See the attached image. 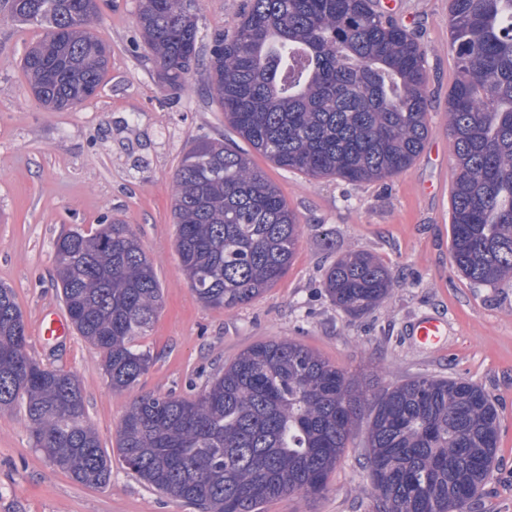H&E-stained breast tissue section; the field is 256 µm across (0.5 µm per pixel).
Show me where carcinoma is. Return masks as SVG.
I'll use <instances>...</instances> for the list:
<instances>
[{"label":"carcinoma","instance_id":"obj_1","mask_svg":"<svg viewBox=\"0 0 512 512\" xmlns=\"http://www.w3.org/2000/svg\"><path fill=\"white\" fill-rule=\"evenodd\" d=\"M10 17L46 25L22 61L33 97L73 109L99 88L108 47L91 32L97 0H3ZM373 0H250L210 54L212 99L232 130L275 165L318 179L381 181L407 169L428 136L426 49ZM138 26L167 89L199 65L198 21L183 0H139ZM448 92L455 160L450 251L476 286L512 281V0H449ZM175 245L191 290L233 310L283 278L302 227L279 189L235 143L199 139L174 176ZM73 326L103 353L115 390L152 356L137 348L161 308L153 265L130 225L101 224L55 243ZM391 270L351 252L324 288L358 317L385 300ZM22 312L0 287V408L25 404L35 447L86 487L106 486L112 457L88 423L75 376L25 354ZM367 419L376 512H469L498 445V409L478 385L417 375L379 391L290 339L256 343L191 399L145 395L116 432L126 467L200 512H262L287 495L319 497Z\"/></svg>","mask_w":512,"mask_h":512}]
</instances>
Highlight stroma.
Listing matches in <instances>:
<instances>
[{"label": "stroma", "instance_id": "35a3bbf8", "mask_svg": "<svg viewBox=\"0 0 512 512\" xmlns=\"http://www.w3.org/2000/svg\"><path fill=\"white\" fill-rule=\"evenodd\" d=\"M248 6L249 0H196L202 64L175 93L159 82L141 38L138 0H100L95 30L112 49L108 70L94 96L62 112L33 99L21 67L44 28L0 17V284L12 289L22 311L27 356L76 376L87 419L113 455L117 428L137 397H194L218 368L261 341H298L382 387L419 374L465 379L482 386L499 412L496 460L471 512H512V282L474 287L450 257L448 0H393L383 11L427 51L429 132L413 164L384 181L351 184L311 179L250 152L302 226L295 259L273 288L234 310L205 306L192 292L175 248L174 172L196 138L233 136L211 99L205 62L215 36L230 34ZM106 219L131 225L163 296L138 340L153 363L133 388L120 391L103 374L101 350L78 333L39 334L44 313H66L57 239L73 229L94 232ZM358 251L380 257L394 286L372 312L353 318L322 283L337 258ZM427 318L446 329L432 348L412 334L413 324ZM365 429L356 426L325 495L286 496L265 512H375ZM0 512L198 510L154 491L115 456L108 485L76 483L35 448L17 404L0 410Z\"/></svg>", "mask_w": 512, "mask_h": 512}]
</instances>
